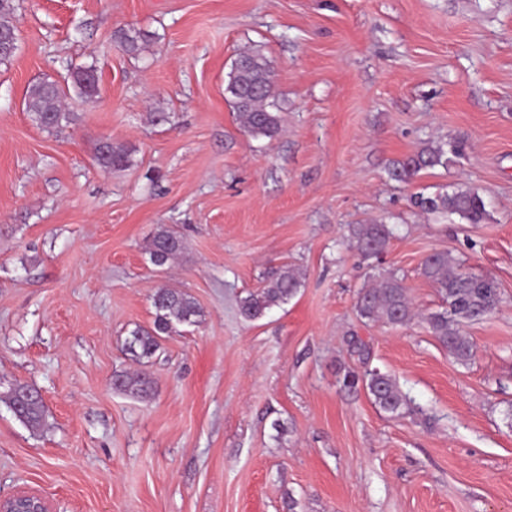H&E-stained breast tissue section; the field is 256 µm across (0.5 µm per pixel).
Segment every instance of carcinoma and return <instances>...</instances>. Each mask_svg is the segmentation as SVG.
<instances>
[{"label": "carcinoma", "mask_w": 512, "mask_h": 512, "mask_svg": "<svg viewBox=\"0 0 512 512\" xmlns=\"http://www.w3.org/2000/svg\"><path fill=\"white\" fill-rule=\"evenodd\" d=\"M17 5L15 0H0V29H12ZM115 39L124 53L134 59L141 57L155 41V34L142 29H120ZM275 74L262 49L256 46L242 50L232 61L224 85L225 100L236 112L244 132L254 139L273 140L281 129V107L273 91ZM84 100L99 94V77L92 66L77 67L69 71L65 82L46 81L30 86L25 96V109L31 120L41 129L58 131L77 120L74 112L64 110L63 102L70 92ZM133 150L110 138L100 139L94 147L93 160L102 172L126 170L133 165ZM462 154L456 143L428 145L389 169L392 179L411 181L422 170L446 167L450 156ZM413 208L426 214H458L472 224L482 223L488 216L486 202L478 191L457 188L432 194L422 192L410 196ZM349 242L366 259H380L393 235L387 224H351ZM180 236L167 227L161 228L147 248L150 263L163 267L183 251ZM420 274L430 281L441 297L440 309L428 314L415 312L404 278L394 272L380 277L376 283L361 290L356 302L359 316L369 322L392 327H404L417 320L428 333L448 350L456 361L468 364L474 358L473 346L461 330V322L491 314L501 300L498 283L485 276L463 272L455 257L446 251H435L422 262ZM302 286L295 268L282 264L272 268L263 286L245 297L240 312L248 320L264 317L275 307L292 299ZM154 319L152 326H139L131 331L127 350L138 362L152 358L159 347V337L175 331L179 325L197 324L199 307L187 292L176 288H159L152 297ZM344 387L363 388L379 409L392 417L424 416L423 409L402 390L397 379L377 368H367L361 374L345 372ZM116 389L146 398L153 385L151 374L141 370L133 374H117ZM21 422L33 430L45 422V406L37 398L29 399L21 415Z\"/></svg>", "instance_id": "cac0c4a2"}]
</instances>
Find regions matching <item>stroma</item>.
I'll use <instances>...</instances> for the list:
<instances>
[{
  "mask_svg": "<svg viewBox=\"0 0 512 512\" xmlns=\"http://www.w3.org/2000/svg\"><path fill=\"white\" fill-rule=\"evenodd\" d=\"M19 48L0 64V495L26 488L53 512H512V0H16ZM154 32L134 59L118 30ZM259 46L283 108L273 140L224 98L235 54ZM94 66L100 95L78 119L38 128L24 98L64 63ZM170 120L152 123L150 112ZM134 164L104 173L102 138ZM436 141L448 167L407 183L388 170ZM472 188L483 223L423 215L411 194ZM395 229L379 267L352 224ZM185 252L158 270L161 226ZM451 253L494 278L497 310L463 331L457 363L423 324L363 323L357 294L404 276L415 309H439L420 274ZM303 286L248 321L240 302L270 267ZM180 288L194 326L161 337L146 365L125 351L151 325V296ZM431 425L381 412L338 382L359 369L350 337ZM146 368L150 397L114 388ZM43 394L47 425L5 398Z\"/></svg>",
  "mask_w": 512,
  "mask_h": 512,
  "instance_id": "obj_1",
  "label": "stroma"
}]
</instances>
